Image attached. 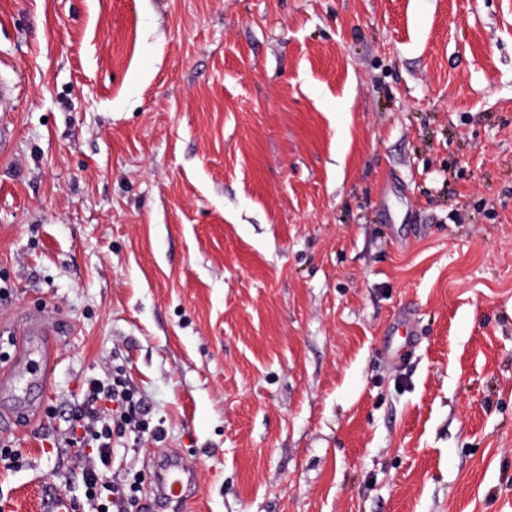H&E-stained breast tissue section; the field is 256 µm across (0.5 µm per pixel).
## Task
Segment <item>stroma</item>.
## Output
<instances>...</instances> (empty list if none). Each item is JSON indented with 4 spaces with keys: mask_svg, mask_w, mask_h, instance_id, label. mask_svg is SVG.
<instances>
[{
    "mask_svg": "<svg viewBox=\"0 0 512 512\" xmlns=\"http://www.w3.org/2000/svg\"><path fill=\"white\" fill-rule=\"evenodd\" d=\"M0 323L61 326L0 512L83 503L113 366L188 512H512V0H0ZM103 399L113 403L112 409L98 405ZM144 415V409L134 399V392L122 369L115 367L111 385L105 386L97 379L87 382L83 401L70 409L64 441L69 447L96 448L98 459L104 464L110 455L114 435L120 436L127 428L142 433L149 429Z\"/></svg>",
    "mask_w": 512,
    "mask_h": 512,
    "instance_id": "35a3bbf8",
    "label": "stroma"
}]
</instances>
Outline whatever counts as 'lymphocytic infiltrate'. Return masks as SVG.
<instances>
[{
	"label": "lymphocytic infiltrate",
	"mask_w": 512,
	"mask_h": 512,
	"mask_svg": "<svg viewBox=\"0 0 512 512\" xmlns=\"http://www.w3.org/2000/svg\"><path fill=\"white\" fill-rule=\"evenodd\" d=\"M148 428L144 411L121 369L113 370L111 385L95 379L88 381L84 399L71 408L64 431L68 446L91 450L83 458L88 512H128L129 505L136 502L138 485L108 478L98 463L108 458L113 437L129 429L143 433Z\"/></svg>",
	"instance_id": "f902f5d3"
}]
</instances>
